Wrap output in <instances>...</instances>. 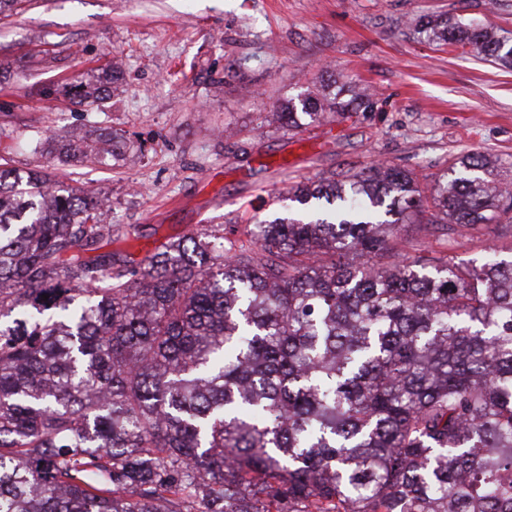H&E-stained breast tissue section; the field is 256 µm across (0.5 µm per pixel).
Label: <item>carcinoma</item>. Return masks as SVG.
I'll use <instances>...</instances> for the list:
<instances>
[{
  "label": "carcinoma",
  "instance_id": "carcinoma-1",
  "mask_svg": "<svg viewBox=\"0 0 512 512\" xmlns=\"http://www.w3.org/2000/svg\"><path fill=\"white\" fill-rule=\"evenodd\" d=\"M427 30L512 66L485 28ZM494 171L467 154L429 194L386 161L318 174L289 198L310 216L134 268L89 255L104 199L0 164V512H512V259H387L407 223L511 224Z\"/></svg>",
  "mask_w": 512,
  "mask_h": 512
}]
</instances>
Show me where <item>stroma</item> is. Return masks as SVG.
I'll return each mask as SVG.
<instances>
[{
	"mask_svg": "<svg viewBox=\"0 0 512 512\" xmlns=\"http://www.w3.org/2000/svg\"><path fill=\"white\" fill-rule=\"evenodd\" d=\"M453 16L512 38V0H23L0 15V159L104 197V250L141 261L188 230L223 226L247 241L276 195L320 173L391 162L424 188L479 152L512 185V69L417 33ZM121 62V91L87 106L79 78ZM369 100L288 131L267 125L322 70ZM117 131V156L61 162L34 146ZM512 255V223L409 224L394 252Z\"/></svg>",
	"mask_w": 512,
	"mask_h": 512,
	"instance_id": "1",
	"label": "stroma"
}]
</instances>
